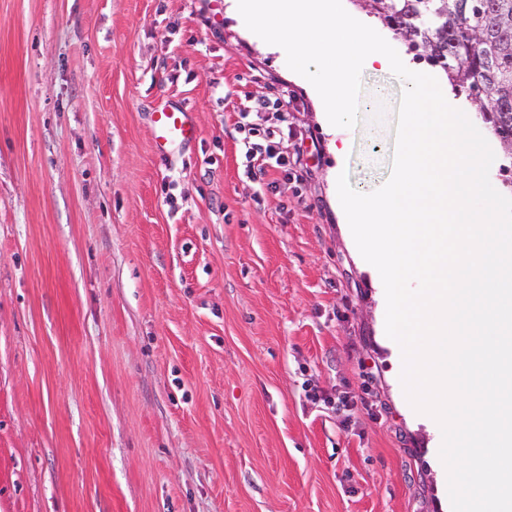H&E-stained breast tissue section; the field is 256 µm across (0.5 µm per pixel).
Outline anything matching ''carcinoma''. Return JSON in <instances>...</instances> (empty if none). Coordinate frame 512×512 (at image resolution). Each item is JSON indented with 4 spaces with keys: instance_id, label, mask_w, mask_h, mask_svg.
<instances>
[{
    "instance_id": "cac0c4a2",
    "label": "carcinoma",
    "mask_w": 512,
    "mask_h": 512,
    "mask_svg": "<svg viewBox=\"0 0 512 512\" xmlns=\"http://www.w3.org/2000/svg\"><path fill=\"white\" fill-rule=\"evenodd\" d=\"M466 93L512 160V0H360Z\"/></svg>"
}]
</instances>
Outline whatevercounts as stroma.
<instances>
[{
	"instance_id": "1",
	"label": "stroma",
	"mask_w": 512,
	"mask_h": 512,
	"mask_svg": "<svg viewBox=\"0 0 512 512\" xmlns=\"http://www.w3.org/2000/svg\"><path fill=\"white\" fill-rule=\"evenodd\" d=\"M228 7L0 0V512H451L328 194L387 182L404 83L363 72L358 125H323ZM284 91L280 150L319 151L271 192L237 123ZM165 102L199 137L162 159Z\"/></svg>"
}]
</instances>
